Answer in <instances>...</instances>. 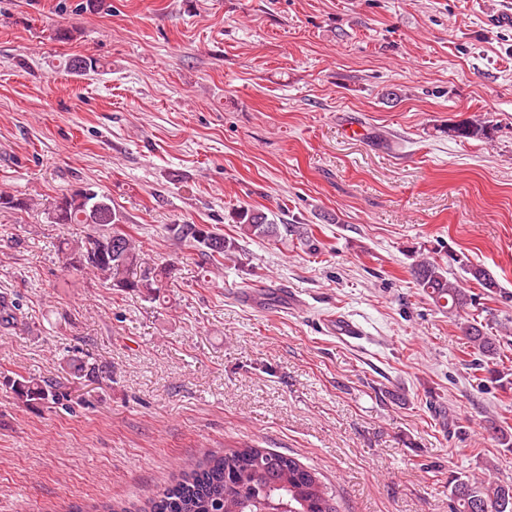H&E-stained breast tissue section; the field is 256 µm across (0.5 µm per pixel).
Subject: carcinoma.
Listing matches in <instances>:
<instances>
[{
  "mask_svg": "<svg viewBox=\"0 0 512 512\" xmlns=\"http://www.w3.org/2000/svg\"><path fill=\"white\" fill-rule=\"evenodd\" d=\"M66 67L77 74L94 72L98 60L73 57ZM448 135L462 140H487L494 127L479 120L463 121L448 127ZM31 200L0 192V210H23ZM241 234L248 238L275 240L281 232L300 234L294 224L282 226L260 211L243 209L234 213ZM50 224L84 226L77 238H62L61 252L65 268L70 272L91 274L114 288L145 290L155 296L165 287L170 269L144 265L141 251L122 217L98 192L87 188L65 195L47 209ZM166 230L174 238L201 248L205 261L221 263L231 256L232 243L199 224H170ZM469 280L487 295L502 293L498 281L481 266L458 259ZM416 285L432 299L435 306L452 319L473 305L474 298L460 282L448 277V268L434 260L424 259L413 267ZM461 330L476 351L471 368L480 370L496 359L499 340L489 335L478 323L464 320ZM69 369L78 379L98 380L102 370L94 363L70 362ZM11 388L22 403H58L67 395L58 384L33 376L12 380ZM452 512H512V484L499 480L457 476L449 481ZM148 512H339L333 495L321 482L315 469L297 458L261 448L255 444L210 453L191 462L178 477L148 506Z\"/></svg>",
  "mask_w": 512,
  "mask_h": 512,
  "instance_id": "carcinoma-1",
  "label": "carcinoma"
}]
</instances>
